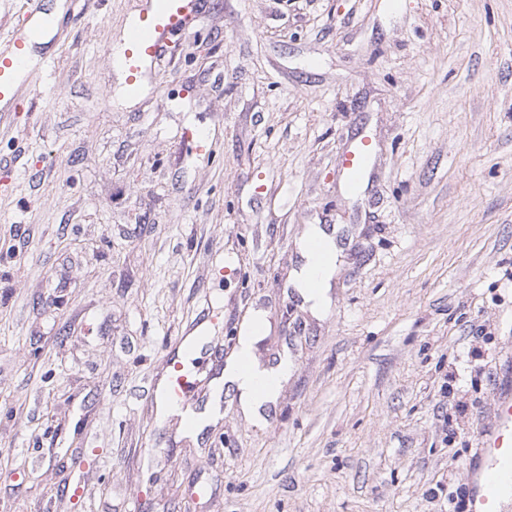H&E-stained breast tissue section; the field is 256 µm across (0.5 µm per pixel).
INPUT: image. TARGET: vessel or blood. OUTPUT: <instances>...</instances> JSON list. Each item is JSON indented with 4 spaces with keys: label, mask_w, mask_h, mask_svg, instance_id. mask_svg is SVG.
Masks as SVG:
<instances>
[{
    "label": "vessel or blood",
    "mask_w": 512,
    "mask_h": 512,
    "mask_svg": "<svg viewBox=\"0 0 512 512\" xmlns=\"http://www.w3.org/2000/svg\"><path fill=\"white\" fill-rule=\"evenodd\" d=\"M197 8L198 0H155L152 11L132 26L126 49L110 56L113 65L128 72L130 89H137L142 66L165 54L171 37L186 25ZM20 12L19 20L7 34L8 48L0 52V103L9 96L16 76L30 64L28 43L46 36L55 27L41 0H22ZM343 167L350 183H360L371 167L369 143L361 142L349 151ZM181 359L171 358L172 371L162 395L183 426L192 430L198 424L196 399L191 391L193 378L184 371ZM493 396V422L480 428L477 448L467 467L466 512H498L500 498L512 494V373L498 381Z\"/></svg>",
    "instance_id": "b4317fda"
}]
</instances>
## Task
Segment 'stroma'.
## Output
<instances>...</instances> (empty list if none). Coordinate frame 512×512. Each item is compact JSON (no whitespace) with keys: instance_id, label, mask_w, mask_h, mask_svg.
I'll use <instances>...</instances> for the list:
<instances>
[{"instance_id":"obj_1","label":"stroma","mask_w":512,"mask_h":512,"mask_svg":"<svg viewBox=\"0 0 512 512\" xmlns=\"http://www.w3.org/2000/svg\"><path fill=\"white\" fill-rule=\"evenodd\" d=\"M57 1L0 112V512H464L512 359V0H202L133 96L106 51L151 0ZM259 312L264 426L210 381ZM190 330L197 434L151 401ZM342 163L350 183L352 185L360 184L371 167V150L369 143L362 140L359 146L346 154ZM307 233L309 234L306 239L313 237L319 238L324 243L326 265L325 271L323 273L324 267L319 262V255L321 252L320 244L316 240H308L305 242V247L314 255L316 259V264L311 276V284L312 286H315L321 274L323 273L320 286L316 290H311L308 288V280L313 265V258L304 249V247H302V244L300 249L304 263L297 273L292 285L305 302L312 303L313 306H319L325 300V289L329 287V281L336 271V264L340 248L336 245L335 231L328 232L322 227L314 226L310 228Z\"/></svg>"}]
</instances>
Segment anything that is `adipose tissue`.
Returning a JSON list of instances; mask_svg holds the SVG:
<instances>
[{
	"mask_svg": "<svg viewBox=\"0 0 512 512\" xmlns=\"http://www.w3.org/2000/svg\"><path fill=\"white\" fill-rule=\"evenodd\" d=\"M311 237L322 240L325 246V271L321 277L320 286L317 289H310L308 286L309 274L313 265L312 256H305L304 262L297 273L293 286L305 302L312 305H321L325 300V290L336 270L339 248L336 244L334 233L324 228L315 226L310 228ZM264 327L263 318H255L240 331L238 338L239 349L237 358L228 360L224 367V386L227 393H234L244 412L257 422H265L264 409L272 402L277 394L276 389H269L265 393H256L252 387V375L265 373L274 375L277 379L287 377L290 368L287 359H280L279 363L272 368L254 366L252 375H244L240 369V359L244 356H251L255 342L259 339Z\"/></svg>",
	"mask_w": 512,
	"mask_h": 512,
	"instance_id": "1",
	"label": "adipose tissue"
}]
</instances>
